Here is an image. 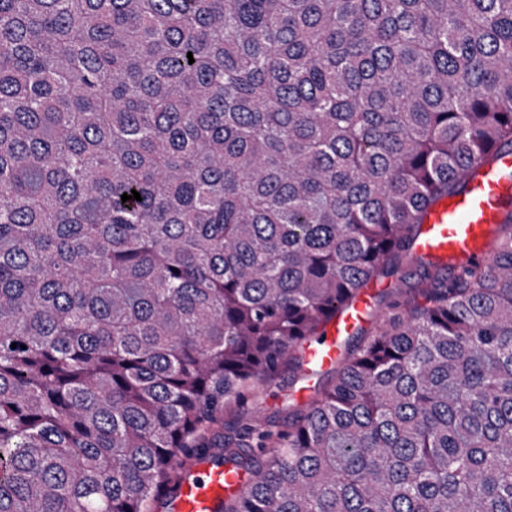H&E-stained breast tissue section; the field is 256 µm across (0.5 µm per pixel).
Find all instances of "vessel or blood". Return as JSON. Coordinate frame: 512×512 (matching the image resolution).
<instances>
[{
  "mask_svg": "<svg viewBox=\"0 0 512 512\" xmlns=\"http://www.w3.org/2000/svg\"><path fill=\"white\" fill-rule=\"evenodd\" d=\"M464 192L440 200L426 211L417 249L441 262H488V246L512 201V154L466 173ZM371 294L359 292L355 301L330 323L325 338L311 345L307 360L313 367L336 364L345 336L360 324L370 308ZM184 478L164 500L166 512H217L224 498L244 490L246 476L231 465L202 458L184 465Z\"/></svg>",
  "mask_w": 512,
  "mask_h": 512,
  "instance_id": "obj_1",
  "label": "vessel or blood"
}]
</instances>
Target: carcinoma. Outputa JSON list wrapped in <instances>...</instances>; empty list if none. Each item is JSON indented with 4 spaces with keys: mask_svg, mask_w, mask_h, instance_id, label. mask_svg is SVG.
Returning <instances> with one entry per match:
<instances>
[{
    "mask_svg": "<svg viewBox=\"0 0 512 512\" xmlns=\"http://www.w3.org/2000/svg\"><path fill=\"white\" fill-rule=\"evenodd\" d=\"M506 151L512 0H0V512H150L216 447L218 512H512V218L416 254ZM403 254L331 387L213 434Z\"/></svg>",
    "mask_w": 512,
    "mask_h": 512,
    "instance_id": "cac0c4a2",
    "label": "carcinoma"
}]
</instances>
